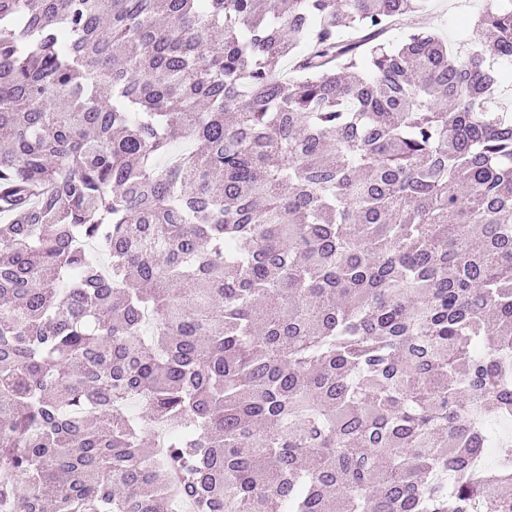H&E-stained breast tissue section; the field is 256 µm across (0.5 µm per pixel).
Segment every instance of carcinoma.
<instances>
[{
  "label": "carcinoma",
  "instance_id": "obj_1",
  "mask_svg": "<svg viewBox=\"0 0 512 512\" xmlns=\"http://www.w3.org/2000/svg\"><path fill=\"white\" fill-rule=\"evenodd\" d=\"M428 7L0 0V512H512V0ZM484 3V0H432L427 13L407 18L391 32L390 39L397 40L407 26L425 27L437 31L454 46L464 39Z\"/></svg>",
  "mask_w": 512,
  "mask_h": 512
}]
</instances>
